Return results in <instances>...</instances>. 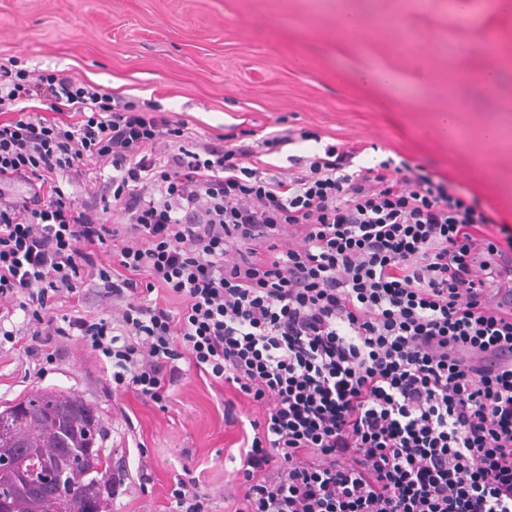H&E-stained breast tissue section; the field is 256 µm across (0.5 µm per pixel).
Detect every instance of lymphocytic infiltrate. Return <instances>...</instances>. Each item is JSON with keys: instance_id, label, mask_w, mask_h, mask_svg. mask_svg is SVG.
I'll return each instance as SVG.
<instances>
[{"instance_id": "obj_1", "label": "lymphocytic infiltrate", "mask_w": 512, "mask_h": 512, "mask_svg": "<svg viewBox=\"0 0 512 512\" xmlns=\"http://www.w3.org/2000/svg\"><path fill=\"white\" fill-rule=\"evenodd\" d=\"M292 142H194L155 100L0 66V182L34 187L0 200V300L26 317L5 339L39 362L79 337L157 404L190 367L261 407L234 512H512V308L486 301L512 228L485 237L489 213L407 162L351 171L356 147L247 166ZM91 290L117 320L65 312Z\"/></svg>"}]
</instances>
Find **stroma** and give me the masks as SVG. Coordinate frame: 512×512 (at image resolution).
Wrapping results in <instances>:
<instances>
[{
  "instance_id": "stroma-1",
  "label": "stroma",
  "mask_w": 512,
  "mask_h": 512,
  "mask_svg": "<svg viewBox=\"0 0 512 512\" xmlns=\"http://www.w3.org/2000/svg\"><path fill=\"white\" fill-rule=\"evenodd\" d=\"M343 2L359 14L360 41L340 28ZM449 14L450 0H0V64L155 99L202 138L240 123L261 137L311 132L269 155L284 168L329 143L361 147L358 167L403 160L512 226V148L486 140L512 104V12L470 0L464 15ZM384 70L394 85L357 80ZM51 347L57 357L41 370L23 343L0 337V407L38 390L81 397L122 473L110 512H171L170 488L186 471L214 512H232L224 493L260 407L194 370L160 406L114 390L111 364L76 337Z\"/></svg>"
}]
</instances>
